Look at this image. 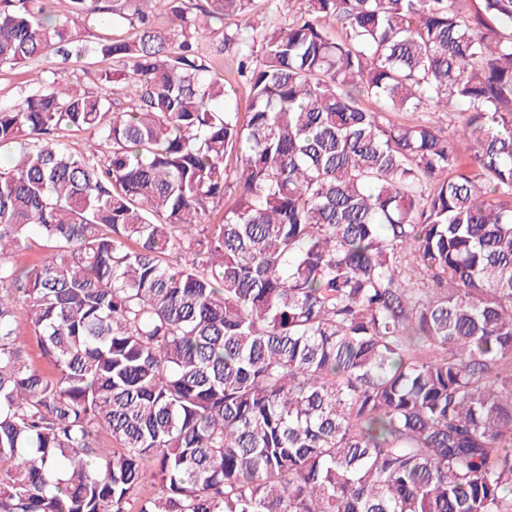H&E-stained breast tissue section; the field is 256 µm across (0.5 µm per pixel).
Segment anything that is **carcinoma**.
Here are the masks:
<instances>
[{"instance_id": "carcinoma-1", "label": "carcinoma", "mask_w": 512, "mask_h": 512, "mask_svg": "<svg viewBox=\"0 0 512 512\" xmlns=\"http://www.w3.org/2000/svg\"><path fill=\"white\" fill-rule=\"evenodd\" d=\"M50 2L0 0V67L122 68L0 102V512H512V0H67L139 28L91 44ZM427 107L467 162L383 119ZM257 13V21L264 26H283L288 21L298 15L301 0H279L278 8L271 10L265 5L264 0H255ZM240 16L227 14L222 23H211L199 30L197 41L200 50L211 57L217 72L230 80L235 89L233 104L241 116L247 115L251 108L250 89L248 84L236 74L237 60L234 49H224V34L240 33L243 38L250 39L252 32L244 29ZM235 76V78H234ZM97 68L113 69L118 67L112 60L99 62L98 59L89 57L86 59H81L77 62L73 60V62L67 65L65 75L71 82H77L81 84L85 89L100 93V85L94 83L93 80V71ZM17 309V320L20 323L18 330L20 336L19 342L26 349L33 363H35L39 367L48 369L43 358L40 356V351L37 346L35 337L30 335L29 328L25 326V306L22 303H19Z\"/></svg>"}]
</instances>
